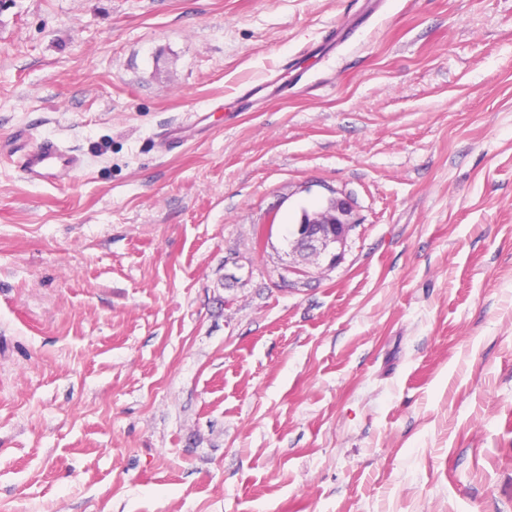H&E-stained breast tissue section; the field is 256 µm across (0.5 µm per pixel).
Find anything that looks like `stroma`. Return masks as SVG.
<instances>
[{
	"instance_id": "35a3bbf8",
	"label": "stroma",
	"mask_w": 512,
	"mask_h": 512,
	"mask_svg": "<svg viewBox=\"0 0 512 512\" xmlns=\"http://www.w3.org/2000/svg\"><path fill=\"white\" fill-rule=\"evenodd\" d=\"M0 512H512V0H0ZM15 163L30 178L49 179L73 172L80 160L54 139H45L35 151L24 153ZM335 208H320L308 211L307 224L303 214L296 224L289 242L292 265L288 274H306L310 266H317L328 259L329 266H336L343 260L345 247L351 231L358 224L354 219L349 202L341 197H332Z\"/></svg>"
}]
</instances>
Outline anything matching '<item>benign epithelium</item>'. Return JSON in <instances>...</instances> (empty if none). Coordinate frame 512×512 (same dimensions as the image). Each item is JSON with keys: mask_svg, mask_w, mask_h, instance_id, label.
I'll use <instances>...</instances> for the list:
<instances>
[{"mask_svg": "<svg viewBox=\"0 0 512 512\" xmlns=\"http://www.w3.org/2000/svg\"><path fill=\"white\" fill-rule=\"evenodd\" d=\"M333 208H320L308 212L307 222L295 225L289 242V254L293 257L287 273L301 275L311 266L324 259L336 266L343 260L351 231L356 227L349 202L332 197Z\"/></svg>", "mask_w": 512, "mask_h": 512, "instance_id": "1", "label": "benign epithelium"}]
</instances>
